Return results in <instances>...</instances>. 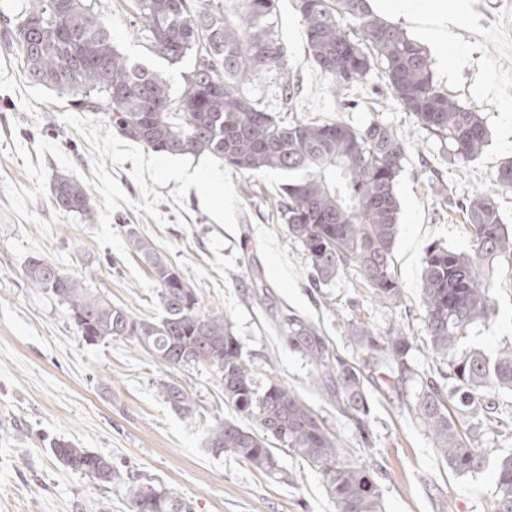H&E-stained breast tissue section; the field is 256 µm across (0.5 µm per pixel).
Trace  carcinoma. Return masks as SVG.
<instances>
[{
    "label": "carcinoma",
    "instance_id": "cac0c4a2",
    "mask_svg": "<svg viewBox=\"0 0 512 512\" xmlns=\"http://www.w3.org/2000/svg\"><path fill=\"white\" fill-rule=\"evenodd\" d=\"M95 5L96 0H12L0 10V19L14 21V43L29 79L72 98L86 112L104 113L122 136L156 153H207L241 171L288 174L282 187L284 221L288 236L307 253L315 286L351 270L376 301H399L391 263L400 211L395 185L405 148L383 124L373 122L363 130L343 121L284 124L255 106L245 93L251 78L284 66L271 21L275 0H239L233 15L213 0L203 10L187 0H135V25L150 52L173 64L196 54L197 65L183 75L178 98L163 74L114 48L110 27ZM296 9L312 61L337 89L361 81L377 62L397 103L448 141L456 159L470 161L482 153L488 131L479 113L439 90L424 49L401 27L372 13L367 0H296ZM348 18L360 34L344 26ZM53 203L63 213L94 218L89 188L81 182L57 178ZM457 207L469 226L470 249L430 245L420 284L428 345L448 359L453 387L447 391L412 369V342L400 331L377 336L353 324L349 336L361 353L386 361L398 379L419 385L413 417L432 433L448 468L466 475L483 466L484 456L476 433L459 418L469 415L502 436L509 431L490 393L512 391V345L493 358L461 346L472 326L495 312L487 272L496 262L512 261V228L490 191L480 190ZM126 234L155 283L157 313L151 317L112 303L41 256L29 258L24 277L66 305L88 344L124 340L172 368L211 367L224 403L254 427L226 420L212 431L210 447L274 474L277 452L286 449L320 471L336 512H381V492L366 465L352 460L319 415L288 387L273 380L260 383L224 317L201 306L195 288L150 238L132 226ZM280 331L312 366L317 385L369 441L370 405L361 370L335 352L312 321L285 315ZM158 391L175 412L193 414L194 401L181 387L163 381ZM52 451L71 470L92 472L96 483L123 489L130 512H190L178 493L134 480L85 448L58 441ZM494 495L495 512H512V453L497 462Z\"/></svg>",
    "mask_w": 512,
    "mask_h": 512
}]
</instances>
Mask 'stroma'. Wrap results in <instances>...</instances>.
<instances>
[{
  "label": "stroma",
  "mask_w": 512,
  "mask_h": 512,
  "mask_svg": "<svg viewBox=\"0 0 512 512\" xmlns=\"http://www.w3.org/2000/svg\"><path fill=\"white\" fill-rule=\"evenodd\" d=\"M462 2L451 42L467 66L451 71L438 51L427 54L436 85L478 112L488 129L489 141L472 161L454 159L396 103L382 68L337 91L308 54L294 0H279L275 15L286 48L283 69L260 72L246 87L257 108L279 121L341 120L358 129L379 122L404 144L392 253L402 297L389 305L375 301L351 270L313 287L303 248L289 238L281 213L286 174L241 172L211 155H170L167 163L217 170L221 178L195 191L164 177L153 151L117 134L102 115L29 81L11 27L0 21V512H129L123 491L95 485L56 459L52 445L62 440L176 491L192 512H336L320 472L296 457L280 453V473L268 475L233 452L208 447L220 423L249 424L225 405L210 367L169 368L123 340L85 344L65 305L27 283L29 257L43 256L112 303L154 315L155 284L148 265L128 249L130 225L182 272L206 310L224 317L246 364L297 393L351 458L365 463L381 489L383 512H491L495 466L512 453V439L484 434L482 468L456 476L411 414L412 383L384 381L348 335L353 324L383 336L403 329L413 368L444 381L448 362L426 343L418 289L425 251L434 243L469 248L454 203L478 190H494L504 223L512 225V189L493 181L498 165L512 158V137L501 135L512 126V0ZM96 8L116 49L163 72L180 95L194 54L173 64L150 53L133 25V0H97ZM289 81L296 88L290 100L281 91ZM60 175L89 186L93 223L54 207L52 185ZM490 285L496 314L476 324L468 341L489 355L512 343V267L499 264ZM286 314L316 323L332 349L361 370L370 445L283 341L279 322ZM164 380L195 399V417L164 402L157 390Z\"/></svg>",
  "instance_id": "35a3bbf8"
}]
</instances>
